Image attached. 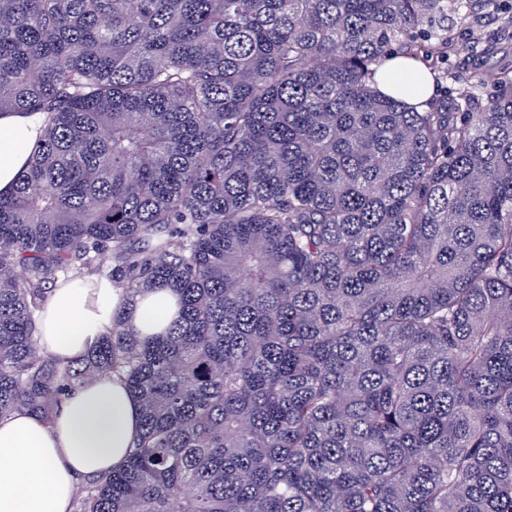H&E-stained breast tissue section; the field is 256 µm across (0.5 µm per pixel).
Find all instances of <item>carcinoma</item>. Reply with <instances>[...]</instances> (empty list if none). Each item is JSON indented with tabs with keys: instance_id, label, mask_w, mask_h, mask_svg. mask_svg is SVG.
<instances>
[{
	"instance_id": "carcinoma-1",
	"label": "carcinoma",
	"mask_w": 512,
	"mask_h": 512,
	"mask_svg": "<svg viewBox=\"0 0 512 512\" xmlns=\"http://www.w3.org/2000/svg\"><path fill=\"white\" fill-rule=\"evenodd\" d=\"M452 0H0V419L124 381L125 464L75 512H512V71L467 112L381 92ZM169 288L143 341L33 355L101 257ZM43 117L40 114H0V195L7 196L36 147Z\"/></svg>"
}]
</instances>
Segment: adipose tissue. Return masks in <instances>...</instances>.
Masks as SVG:
<instances>
[{
  "label": "adipose tissue",
  "instance_id": "obj_1",
  "mask_svg": "<svg viewBox=\"0 0 512 512\" xmlns=\"http://www.w3.org/2000/svg\"><path fill=\"white\" fill-rule=\"evenodd\" d=\"M43 118L0 114V195H9L34 150ZM178 298L147 288L129 299L111 279L58 283L39 319L41 352L67 361L85 354L112 327L114 315L141 338L162 335L178 315ZM140 433V408L119 379L77 386L53 424L17 412L0 421V512H70L77 482L119 468Z\"/></svg>",
  "mask_w": 512,
  "mask_h": 512
}]
</instances>
